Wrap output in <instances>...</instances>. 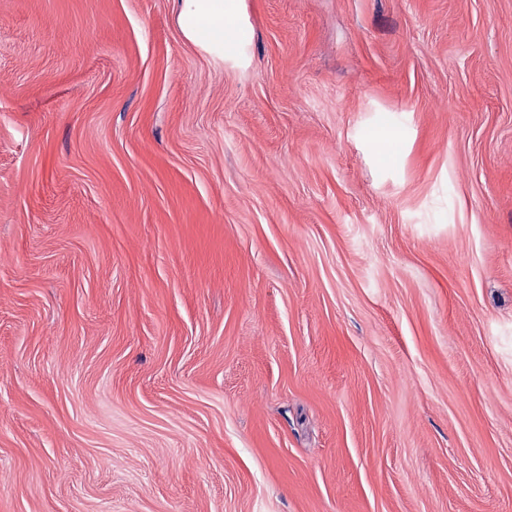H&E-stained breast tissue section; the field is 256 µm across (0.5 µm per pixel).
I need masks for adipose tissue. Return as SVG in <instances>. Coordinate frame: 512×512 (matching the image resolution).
<instances>
[{
    "label": "adipose tissue",
    "mask_w": 512,
    "mask_h": 512,
    "mask_svg": "<svg viewBox=\"0 0 512 512\" xmlns=\"http://www.w3.org/2000/svg\"><path fill=\"white\" fill-rule=\"evenodd\" d=\"M242 0H177V22L183 37L204 52L224 58L228 46H241L247 29Z\"/></svg>",
    "instance_id": "adipose-tissue-1"
}]
</instances>
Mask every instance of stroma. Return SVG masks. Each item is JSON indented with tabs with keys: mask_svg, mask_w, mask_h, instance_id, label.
<instances>
[{
	"mask_svg": "<svg viewBox=\"0 0 512 512\" xmlns=\"http://www.w3.org/2000/svg\"><path fill=\"white\" fill-rule=\"evenodd\" d=\"M243 12L0 0V512H512V0ZM183 37L204 52L224 59V47L236 50L247 40L241 18L243 0H176Z\"/></svg>",
	"mask_w": 512,
	"mask_h": 512,
	"instance_id": "stroma-1",
	"label": "stroma"
}]
</instances>
